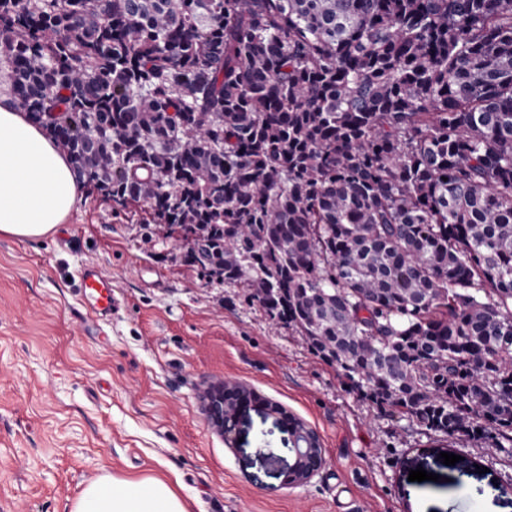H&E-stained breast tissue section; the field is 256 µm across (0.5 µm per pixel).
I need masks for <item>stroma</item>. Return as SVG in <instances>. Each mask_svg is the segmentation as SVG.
I'll return each mask as SVG.
<instances>
[{
    "instance_id": "35a3bbf8",
    "label": "stroma",
    "mask_w": 512,
    "mask_h": 512,
    "mask_svg": "<svg viewBox=\"0 0 512 512\" xmlns=\"http://www.w3.org/2000/svg\"><path fill=\"white\" fill-rule=\"evenodd\" d=\"M53 234L0 235V512H67L105 473L158 476L189 512H512V450L382 414L239 281L209 280L140 203L91 187ZM97 263L119 305L97 327L78 290ZM236 381L316 431L327 464L283 486L294 461L276 416L225 445L204 388ZM470 463L445 465L442 453ZM438 481H409L411 470Z\"/></svg>"
}]
</instances>
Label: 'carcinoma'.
Returning <instances> with one entry per match:
<instances>
[{"label":"carcinoma","mask_w":512,"mask_h":512,"mask_svg":"<svg viewBox=\"0 0 512 512\" xmlns=\"http://www.w3.org/2000/svg\"><path fill=\"white\" fill-rule=\"evenodd\" d=\"M0 55L350 390L512 445V0H0Z\"/></svg>","instance_id":"carcinoma-1"}]
</instances>
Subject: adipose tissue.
<instances>
[{
  "label": "adipose tissue",
  "instance_id": "1",
  "mask_svg": "<svg viewBox=\"0 0 512 512\" xmlns=\"http://www.w3.org/2000/svg\"><path fill=\"white\" fill-rule=\"evenodd\" d=\"M10 67L0 58V234L39 238L64 223L80 200L69 157L11 96ZM70 512H187L162 478L111 474L90 482Z\"/></svg>",
  "mask_w": 512,
  "mask_h": 512
}]
</instances>
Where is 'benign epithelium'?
<instances>
[{
	"mask_svg": "<svg viewBox=\"0 0 512 512\" xmlns=\"http://www.w3.org/2000/svg\"><path fill=\"white\" fill-rule=\"evenodd\" d=\"M254 391L235 381L208 387L203 395L204 410L212 428L225 443L233 445L240 414L246 405L242 400ZM258 408L265 414L276 415L287 422L294 462L287 471L286 483L292 487L308 483L324 466L326 458L318 434L310 427L288 416L275 402L263 401Z\"/></svg>",
	"mask_w": 512,
	"mask_h": 512,
	"instance_id": "1",
	"label": "benign epithelium"
}]
</instances>
